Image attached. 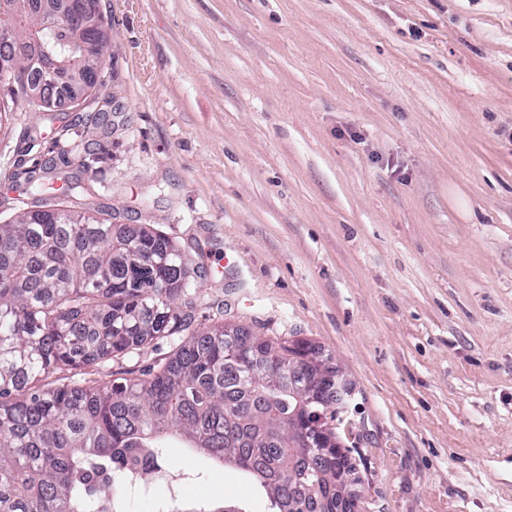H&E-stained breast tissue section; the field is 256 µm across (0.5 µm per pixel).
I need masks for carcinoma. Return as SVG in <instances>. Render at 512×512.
<instances>
[{
	"mask_svg": "<svg viewBox=\"0 0 512 512\" xmlns=\"http://www.w3.org/2000/svg\"><path fill=\"white\" fill-rule=\"evenodd\" d=\"M62 0H0L15 26L0 38L39 39L75 70L103 67L79 31L48 25ZM37 99L0 87V121L18 101L32 106L73 98L29 69ZM197 287L188 260L145 225L112 224L64 205L27 210L0 224V512H125L123 493H153L169 481L163 439L176 432L199 452L228 459L255 479L273 512H289L288 461L304 465L314 449L289 440L299 401L265 372L299 361L305 340L246 343L224 324L200 330L178 311ZM181 337L173 356L110 384L47 383L52 374ZM238 345L247 363L224 357Z\"/></svg>",
	"mask_w": 512,
	"mask_h": 512,
	"instance_id": "1",
	"label": "carcinoma"
}]
</instances>
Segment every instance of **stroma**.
Here are the masks:
<instances>
[{
    "label": "stroma",
    "instance_id": "1",
    "mask_svg": "<svg viewBox=\"0 0 512 512\" xmlns=\"http://www.w3.org/2000/svg\"><path fill=\"white\" fill-rule=\"evenodd\" d=\"M77 106L0 122L13 180L79 184L195 268L194 325L304 339L353 382L367 512H512V0H99ZM176 339L69 372L111 382ZM187 501L271 512L179 448Z\"/></svg>",
    "mask_w": 512,
    "mask_h": 512
}]
</instances>
